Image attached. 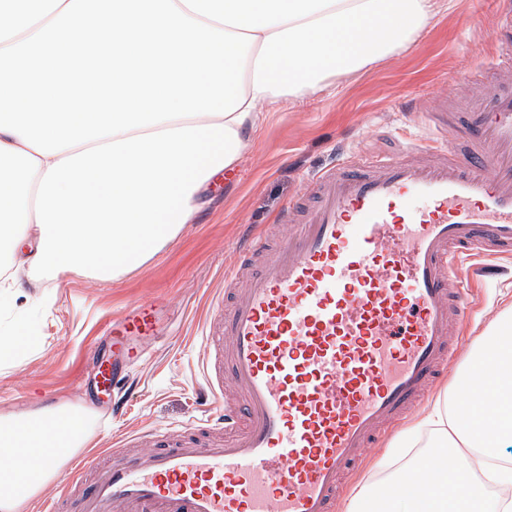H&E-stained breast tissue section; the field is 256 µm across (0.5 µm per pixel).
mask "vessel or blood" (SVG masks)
<instances>
[{
	"instance_id": "1",
	"label": "vessel or blood",
	"mask_w": 512,
	"mask_h": 512,
	"mask_svg": "<svg viewBox=\"0 0 512 512\" xmlns=\"http://www.w3.org/2000/svg\"><path fill=\"white\" fill-rule=\"evenodd\" d=\"M497 52L459 104L469 151L447 139L348 155L319 172L286 232L251 234L205 338L219 416L129 431L58 484L78 512H335L368 449L448 370L472 293L471 259L512 255V0ZM97 392L165 340L140 303L110 331Z\"/></svg>"
}]
</instances>
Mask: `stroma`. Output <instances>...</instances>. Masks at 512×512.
<instances>
[{"instance_id": "stroma-1", "label": "stroma", "mask_w": 512, "mask_h": 512, "mask_svg": "<svg viewBox=\"0 0 512 512\" xmlns=\"http://www.w3.org/2000/svg\"><path fill=\"white\" fill-rule=\"evenodd\" d=\"M496 2L451 0L398 54L327 80L305 101L267 108L241 160L210 187L203 211L145 266L116 281L86 271L55 276L18 270L24 294L0 307V333L24 320L37 329L39 343L0 363V411L55 401L82 404L97 415L93 450L124 429L165 428L190 415L216 414L220 401L201 394V367L211 302L224 291L225 268L252 230L279 235L278 218L288 201L303 196L311 179L335 164L337 150L375 155L408 139L425 143L426 112L435 101L455 97L495 53ZM461 277L474 280V303L458 345L460 362L435 387L437 397L454 390L464 360L493 338L501 313L512 305V257L495 261L490 275L477 278L466 268ZM150 299L168 304L177 335L129 370V389L91 396L87 387L108 343L106 327ZM118 397L126 404L116 420L112 401ZM416 425L409 419L382 447L370 449L346 490L380 479L385 456Z\"/></svg>"}]
</instances>
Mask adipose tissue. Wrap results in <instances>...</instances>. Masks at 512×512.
I'll list each match as a JSON object with an SVG mask.
<instances>
[{
  "label": "adipose tissue",
  "instance_id": "adipose-tissue-1",
  "mask_svg": "<svg viewBox=\"0 0 512 512\" xmlns=\"http://www.w3.org/2000/svg\"><path fill=\"white\" fill-rule=\"evenodd\" d=\"M208 25L254 35L245 63V102L229 116L181 118L102 137L49 156L0 131V252L31 269L87 270L118 280L179 235L205 205L214 178L241 158L246 135L281 99L304 100L331 77L358 71L405 48L438 13L440 0H174ZM480 374L467 395L434 403L421 424L432 437L389 477L390 487L358 484L342 512H512V311L495 340L474 354ZM492 388L493 401L483 391ZM96 414L73 403L0 414V512L25 503L56 479L89 443ZM469 430H462V421ZM461 437L472 457L446 464ZM23 454V469L13 459ZM431 480L408 496L403 484ZM472 492L459 497L460 482Z\"/></svg>",
  "mask_w": 512,
  "mask_h": 512
}]
</instances>
